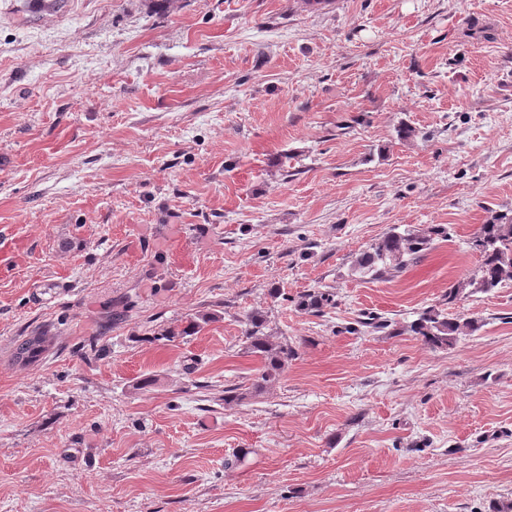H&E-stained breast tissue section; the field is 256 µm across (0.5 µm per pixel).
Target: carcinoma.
Returning a JSON list of instances; mask_svg holds the SVG:
<instances>
[{
    "label": "carcinoma",
    "mask_w": 512,
    "mask_h": 512,
    "mask_svg": "<svg viewBox=\"0 0 512 512\" xmlns=\"http://www.w3.org/2000/svg\"><path fill=\"white\" fill-rule=\"evenodd\" d=\"M451 237L450 228L444 224H428L422 228L407 226L391 228L384 236L361 252L355 260L354 272L368 280L388 279L416 262L436 240ZM469 247L479 254V274L465 278L448 288L446 300L453 305L465 293H489L512 283V216L499 214L485 224L469 242ZM332 302V294L313 288L300 295L299 306L307 311L319 312ZM260 315L248 316L243 350L253 354L263 363L259 377L252 384L259 392L267 384L278 380L288 360L295 352L286 343L273 344L262 331ZM390 327L376 317L365 316L356 321L353 332L381 331ZM479 329L477 320L461 316L450 317L445 310L429 307L411 321L404 331L421 338L431 348H446L457 337ZM47 350L46 337L37 334L24 339L14 352V360L24 364L39 362Z\"/></svg>",
    "instance_id": "cac0c4a2"
}]
</instances>
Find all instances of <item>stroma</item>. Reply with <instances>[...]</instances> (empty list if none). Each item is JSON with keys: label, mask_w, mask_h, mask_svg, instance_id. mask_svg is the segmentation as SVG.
Wrapping results in <instances>:
<instances>
[{"label": "stroma", "mask_w": 512, "mask_h": 512, "mask_svg": "<svg viewBox=\"0 0 512 512\" xmlns=\"http://www.w3.org/2000/svg\"><path fill=\"white\" fill-rule=\"evenodd\" d=\"M502 213L512 0H0V230L25 245L0 277V512L512 503V285L452 306L482 324L454 347L403 330ZM427 224L450 240L354 274ZM312 288L332 305L301 309ZM254 312L295 352L257 393ZM368 312L388 329L353 333ZM450 228L444 224H428L422 228L392 227L384 236L361 252L355 260L354 272L360 278L383 280L394 277L408 265L417 262L436 240H448ZM46 336L36 334L24 339L14 352V360L24 364L39 362L47 350Z\"/></svg>", "instance_id": "stroma-1"}]
</instances>
